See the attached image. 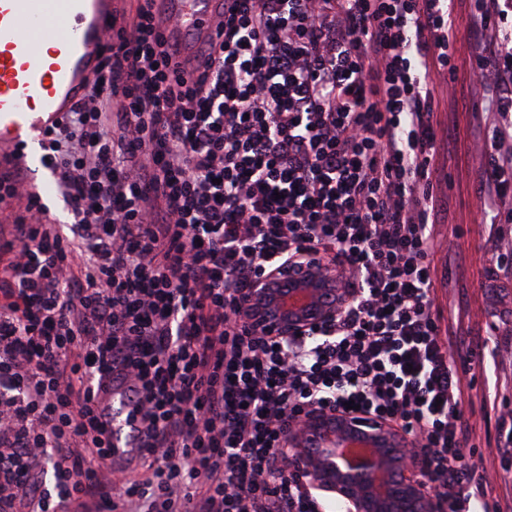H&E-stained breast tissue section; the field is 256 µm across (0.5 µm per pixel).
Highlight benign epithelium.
Here are the masks:
<instances>
[{"instance_id":"benign-epithelium-1","label":"benign epithelium","mask_w":512,"mask_h":512,"mask_svg":"<svg viewBox=\"0 0 512 512\" xmlns=\"http://www.w3.org/2000/svg\"><path fill=\"white\" fill-rule=\"evenodd\" d=\"M349 301L333 268L310 254L255 280L241 314L256 331L287 338L336 320ZM279 456L284 475L343 502L347 512H431L407 440L374 416L313 410L303 431L285 436Z\"/></svg>"}]
</instances>
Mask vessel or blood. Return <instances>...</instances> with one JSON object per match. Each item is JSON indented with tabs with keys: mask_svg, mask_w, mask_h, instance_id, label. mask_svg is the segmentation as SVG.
Wrapping results in <instances>:
<instances>
[{
	"mask_svg": "<svg viewBox=\"0 0 512 512\" xmlns=\"http://www.w3.org/2000/svg\"><path fill=\"white\" fill-rule=\"evenodd\" d=\"M224 0H157L155 17L166 39L180 48L186 73L203 62L194 41L214 33ZM119 0H0V159L27 168L28 148L58 125L95 78L101 49ZM126 388H115L109 420L112 459L133 454Z\"/></svg>",
	"mask_w": 512,
	"mask_h": 512,
	"instance_id": "vessel-or-blood-1",
	"label": "vessel or blood"
}]
</instances>
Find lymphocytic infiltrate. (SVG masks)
Instances as JSON below:
<instances>
[{"mask_svg": "<svg viewBox=\"0 0 512 512\" xmlns=\"http://www.w3.org/2000/svg\"><path fill=\"white\" fill-rule=\"evenodd\" d=\"M145 0L43 140L69 232L25 200L0 243V512H326L281 475L313 408L411 440L432 512H500L464 417V377L435 303L450 181L433 121L459 80L480 93L478 194L512 224V0H233L199 74L178 68ZM336 264L351 303L280 339L239 303L282 262ZM137 404L141 477L108 463L98 411Z\"/></svg>", "mask_w": 512, "mask_h": 512, "instance_id": "lymphocytic-infiltrate-1", "label": "lymphocytic infiltrate"}]
</instances>
